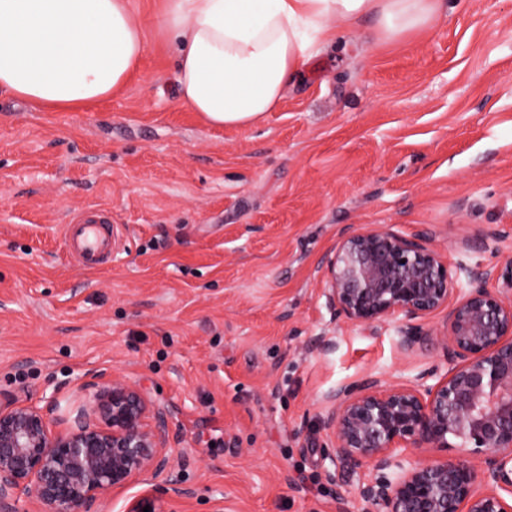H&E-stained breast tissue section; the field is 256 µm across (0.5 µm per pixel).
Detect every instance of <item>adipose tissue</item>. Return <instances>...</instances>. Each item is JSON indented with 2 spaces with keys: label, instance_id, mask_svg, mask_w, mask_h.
I'll return each instance as SVG.
<instances>
[{
  "label": "adipose tissue",
  "instance_id": "obj_1",
  "mask_svg": "<svg viewBox=\"0 0 512 512\" xmlns=\"http://www.w3.org/2000/svg\"><path fill=\"white\" fill-rule=\"evenodd\" d=\"M443 0H166L158 24L178 47L181 102L211 125L261 122L289 83L370 17L381 38L430 26ZM146 52L129 0H0V91L33 108L106 99Z\"/></svg>",
  "mask_w": 512,
  "mask_h": 512
}]
</instances>
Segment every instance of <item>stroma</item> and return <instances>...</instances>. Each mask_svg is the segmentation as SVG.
Returning <instances> with one entry per match:
<instances>
[{"label":"stroma","mask_w":512,"mask_h":512,"mask_svg":"<svg viewBox=\"0 0 512 512\" xmlns=\"http://www.w3.org/2000/svg\"><path fill=\"white\" fill-rule=\"evenodd\" d=\"M147 51L111 98L36 111L0 94V389L55 394L87 374L171 413L180 512H367L324 443L323 399L445 363V314L404 353L398 326L336 319L318 266L350 225L435 233L458 287L512 256V0H445L398 40L365 18L314 58L277 111L214 127L181 103L165 0H130ZM112 215L86 269L62 226Z\"/></svg>","instance_id":"stroma-1"}]
</instances>
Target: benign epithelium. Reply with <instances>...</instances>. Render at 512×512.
Listing matches in <instances>:
<instances>
[{"mask_svg":"<svg viewBox=\"0 0 512 512\" xmlns=\"http://www.w3.org/2000/svg\"><path fill=\"white\" fill-rule=\"evenodd\" d=\"M432 240L424 228L351 226L319 267L334 316L399 322L403 352L424 336L417 321L447 310L446 368L408 384L368 376L343 386L325 398L323 429L347 473L371 465L359 497L372 512H512V257L470 270L460 289ZM493 280L501 287L489 289ZM84 387L88 407L62 430L48 420L54 396L39 405L0 390V512H19L22 498L33 512H103L112 493L139 480L148 488L126 512H175L192 491L175 475L169 410L103 374ZM456 447L481 457L482 471L404 455Z\"/></svg>","mask_w":512,"mask_h":512,"instance_id":"benign-epithelium-1","label":"benign epithelium"}]
</instances>
